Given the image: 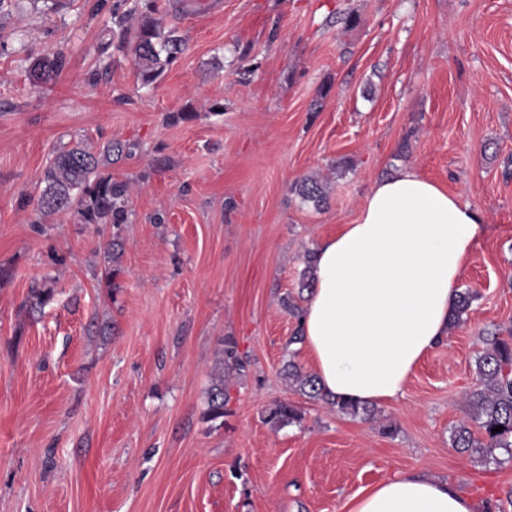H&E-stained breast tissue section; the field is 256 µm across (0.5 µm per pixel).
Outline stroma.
Masks as SVG:
<instances>
[{"instance_id": "stroma-1", "label": "stroma", "mask_w": 512, "mask_h": 512, "mask_svg": "<svg viewBox=\"0 0 512 512\" xmlns=\"http://www.w3.org/2000/svg\"><path fill=\"white\" fill-rule=\"evenodd\" d=\"M195 2L138 0L185 45L147 86L129 48L100 50L98 0L0 7V512H337L397 472L512 512V461L450 443L485 338L512 330V0ZM80 140L128 147L108 167L131 185L113 282L111 225L33 221L52 151ZM405 167L478 211L458 285L475 298L364 420L289 385L287 363H310L282 300L306 305L307 254ZM306 177L326 206L295 193ZM45 282L53 300L30 310ZM228 336L248 369L210 421ZM279 401L302 421L266 423ZM65 57L57 53L52 57H45L31 66L30 77L34 85H39L49 77L58 75L65 67ZM295 191L304 202L312 203L314 207L320 208L326 204V184H323L317 178L306 177L302 179L295 186Z\"/></svg>"}]
</instances>
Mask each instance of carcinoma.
<instances>
[{
    "label": "carcinoma",
    "mask_w": 512,
    "mask_h": 512,
    "mask_svg": "<svg viewBox=\"0 0 512 512\" xmlns=\"http://www.w3.org/2000/svg\"><path fill=\"white\" fill-rule=\"evenodd\" d=\"M134 10L119 12L112 10L117 17L115 27L109 30L110 40L118 41L131 49L137 72L142 82L155 80L163 67L173 62L183 50V41L174 31L162 34L156 19L145 14L137 26L129 24ZM65 57L57 53L45 57L31 66L30 77L37 85L49 77L62 72ZM122 154L124 147L117 142L107 145L104 156L98 157L82 142L65 146L52 153L43 172V188L37 202L34 223L58 212L71 211L81 224H110L112 235V269L108 277L114 279L120 274L121 226L130 222L131 211L128 204L129 186L125 181L112 178V174L102 172V167L112 163V152ZM295 191L305 202L319 208L326 204V185L314 177L302 179ZM53 288L31 290L30 305L41 309L54 297ZM471 293L468 290L457 294L449 325L463 320L470 306ZM486 348L476 361L479 388L469 394V420L457 425L452 431V447L460 453L483 462L494 457L501 449L512 459V339L508 340L493 334L485 339ZM222 369L215 373L206 396V416L218 420L227 414L230 401V382L224 380V373L241 374L246 361L238 355L233 338L224 339V359ZM285 377L296 391L314 400H323L341 414L354 417L363 415L371 418L372 409L359 402L330 398L323 394L316 377L303 371L290 361L285 367ZM302 420L301 410L290 401H279L266 411V422L273 426L298 423ZM476 426L481 432L477 437L471 430ZM501 427L495 432L493 428Z\"/></svg>",
    "instance_id": "cac0c4a2"
}]
</instances>
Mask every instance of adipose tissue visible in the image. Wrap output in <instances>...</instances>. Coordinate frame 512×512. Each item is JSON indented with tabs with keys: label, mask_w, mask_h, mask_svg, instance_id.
<instances>
[{
	"label": "adipose tissue",
	"mask_w": 512,
	"mask_h": 512,
	"mask_svg": "<svg viewBox=\"0 0 512 512\" xmlns=\"http://www.w3.org/2000/svg\"><path fill=\"white\" fill-rule=\"evenodd\" d=\"M481 220L416 169L378 180L358 218L314 250L300 319L324 393L369 404L403 397L442 345ZM339 512H472L447 482L402 473L345 499Z\"/></svg>",
	"instance_id": "adipose-tissue-1"
}]
</instances>
